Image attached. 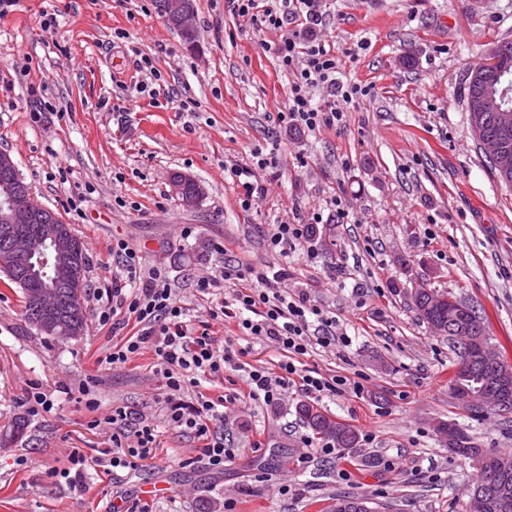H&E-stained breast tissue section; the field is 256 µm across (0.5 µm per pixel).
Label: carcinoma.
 <instances>
[{
  "mask_svg": "<svg viewBox=\"0 0 512 512\" xmlns=\"http://www.w3.org/2000/svg\"><path fill=\"white\" fill-rule=\"evenodd\" d=\"M158 12L167 23L177 29L189 47H194L197 31L182 27L177 16L168 9V0H156ZM412 304L418 318L436 334L448 338L453 348L458 351L459 358L467 362V372L457 373L451 380L453 391L464 387L474 395L472 406L480 408L484 405L493 407L500 412H512V387L500 389L499 381H512V365L500 358L497 370L491 371L487 361L479 353L475 343L464 344L457 338L460 327L472 318H478L474 308L450 292L438 293L434 289L424 288V283H416L412 292ZM302 424L312 431L317 440H326L336 448H354L359 439L356 429L333 415L321 410L309 402L297 407ZM456 433L455 447L458 454L478 463L482 472L480 483L484 486L483 498L479 504L469 507V512H512V507H502L503 489L512 494V458H504L488 449L482 448L474 438L447 421H439L434 430L441 439L448 436V430Z\"/></svg>",
  "mask_w": 512,
  "mask_h": 512,
  "instance_id": "obj_1",
  "label": "carcinoma"
}]
</instances>
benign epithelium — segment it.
Masks as SVG:
<instances>
[{
  "instance_id": "7a95c632",
  "label": "benign epithelium",
  "mask_w": 512,
  "mask_h": 512,
  "mask_svg": "<svg viewBox=\"0 0 512 512\" xmlns=\"http://www.w3.org/2000/svg\"><path fill=\"white\" fill-rule=\"evenodd\" d=\"M171 12L180 16L184 26H195V12L190 0H170ZM502 51L494 48L486 62L476 67L487 81V85H502L500 96L476 93L470 101L473 125H478L484 112L496 113L499 133L495 136L478 137L480 148L490 157L505 182L512 181V149L508 137L512 134V108L499 101L506 96L509 84L500 67ZM0 232L9 238L11 254L9 259L21 260L29 265L33 258H40L44 267H52L56 276L75 275L85 260V248L70 225L65 224L48 208L28 194L27 202L17 204L10 197L0 204ZM40 318L31 324L37 334L54 336L66 340L72 336V328L63 324L55 315L58 303L52 287H41L36 293Z\"/></svg>"
}]
</instances>
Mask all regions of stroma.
<instances>
[{
  "mask_svg": "<svg viewBox=\"0 0 512 512\" xmlns=\"http://www.w3.org/2000/svg\"><path fill=\"white\" fill-rule=\"evenodd\" d=\"M195 6L192 51L155 0H15L0 17V150L82 239L89 288L121 277L111 247L124 240L145 266L165 269L189 327L210 322L216 348L232 344L245 362L271 368L281 351L245 335L236 319L211 320L230 289L204 297L191 283L220 274L228 260L286 269L281 289L315 301L350 338L313 347L302 362L361 383L360 393L316 399L361 439L317 453L296 413L307 394L292 386L277 404L253 402L240 395L241 372L229 370L204 386L227 397L217 431L232 451L223 471L211 470L198 442L167 425L152 352L98 363L111 326L89 320L72 342L37 335L20 289L0 284V512H107L119 496L147 501L151 512H225L228 502L234 512H325L339 495L366 499L372 512H468L480 469L433 426L455 422L482 447L512 455V413L478 419L456 399L459 359L418 319L410 290L423 279L473 306L512 364V187L491 170L467 111L471 70L512 41V0H323L322 34L340 78L369 92L344 124L314 134L273 121L290 80L267 49L277 33L257 31L227 0ZM144 56L193 111L147 97L113 111ZM36 111L44 122L33 121ZM258 149L276 166L254 170L263 193L245 211L224 169L251 162ZM175 171L204 186L197 206L172 193ZM335 197L350 210L346 223L336 220ZM315 212L323 216L317 237L285 257L268 250L272 225L304 224ZM91 376L95 413L68 395ZM33 387L58 391L56 409L29 415ZM113 406L155 425L151 458L114 476L87 475L80 489L53 478L72 449L92 457L111 449V428L90 422Z\"/></svg>",
  "mask_w": 512,
  "mask_h": 512,
  "instance_id": "1",
  "label": "stroma"
}]
</instances>
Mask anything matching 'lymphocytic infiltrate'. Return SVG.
<instances>
[{"label":"lymphocytic infiltrate","instance_id":"obj_1","mask_svg":"<svg viewBox=\"0 0 512 512\" xmlns=\"http://www.w3.org/2000/svg\"><path fill=\"white\" fill-rule=\"evenodd\" d=\"M239 17L248 18L260 31H278L298 24V31L269 44L268 49L280 66L292 74L285 105L276 115L278 124L310 132L345 123L347 107L368 90L347 84L338 78L335 55L318 37L322 23L321 0H232ZM326 89L323 102H315L311 91ZM123 269L124 281L109 288L115 306L96 314L99 325H107L117 311L132 320V334L120 337L108 348L104 360L124 364L152 350L156 374L161 380L165 420L169 427L192 435L200 443L210 469L223 470L229 452L215 432L224 419L223 398L201 393V383L223 375L225 370L244 372L246 395L266 405L278 403L290 386H298L309 395L341 393L344 386L360 391V384H348L345 378H326L318 372L298 366L310 344L328 347L336 342V320L325 316L307 297L290 298L267 272L240 262H227L220 276H201L192 286L202 295L213 288H231L237 309V326L249 336L274 341L283 351L276 368L242 361L232 348L216 351L209 331L189 328L177 291L163 268H145L137 253L123 242L112 248ZM196 387L195 401L180 397L186 386ZM112 428V448L106 457L92 458L71 450L64 467L54 469V478L70 486L80 485L89 471L110 474L119 469L135 468L137 460L146 459L156 442L155 426L145 415L123 406L113 407L103 419Z\"/></svg>","mask_w":512,"mask_h":512}]
</instances>
